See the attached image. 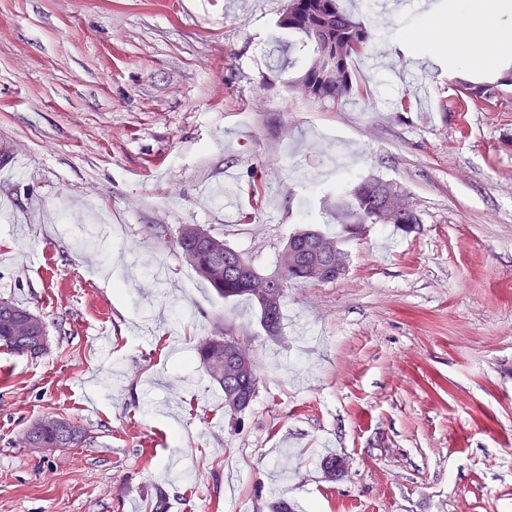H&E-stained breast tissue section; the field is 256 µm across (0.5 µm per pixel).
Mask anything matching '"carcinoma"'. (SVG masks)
Masks as SVG:
<instances>
[{"label": "carcinoma", "mask_w": 512, "mask_h": 512, "mask_svg": "<svg viewBox=\"0 0 512 512\" xmlns=\"http://www.w3.org/2000/svg\"><path fill=\"white\" fill-rule=\"evenodd\" d=\"M292 6L288 24L280 28L300 37L309 47L310 60L303 74L292 87L309 99L344 102L363 94L362 87L354 81L351 70L353 58L366 54L376 38L374 29L355 20L342 11L338 0H290ZM336 56L337 76L334 80L323 78L316 67V58ZM512 87V69L504 72L495 82L472 85L463 84L459 107L486 105ZM376 178L364 179L352 186L346 198L336 203V221L339 224H375L382 197ZM176 246L185 262L207 282L224 300L245 296L255 297L247 286L246 278L234 274L233 264L253 268L243 253L224 243V238L214 235L197 224H184L176 237ZM28 309L5 299H0V346L22 355L34 356L48 348L45 322L27 336L15 333L14 323ZM199 364L210 380L228 394L238 391L255 395L258 385L257 366L234 376L228 375L224 364V336H204L194 345ZM89 439V431L64 417H46L31 424L21 437L25 448H78Z\"/></svg>", "instance_id": "carcinoma-1"}]
</instances>
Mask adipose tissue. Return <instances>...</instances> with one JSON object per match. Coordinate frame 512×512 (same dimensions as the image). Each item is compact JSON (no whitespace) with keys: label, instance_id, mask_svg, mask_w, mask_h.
I'll return each mask as SVG.
<instances>
[{"label":"adipose tissue","instance_id":"ef3b65f1","mask_svg":"<svg viewBox=\"0 0 512 512\" xmlns=\"http://www.w3.org/2000/svg\"><path fill=\"white\" fill-rule=\"evenodd\" d=\"M425 28L439 35L438 46L448 55L460 58L468 71L482 70L503 58L506 47L499 33L512 27V0H466L464 6L448 17L425 19ZM482 31L488 49L487 56L479 57L467 49L473 31Z\"/></svg>","mask_w":512,"mask_h":512}]
</instances>
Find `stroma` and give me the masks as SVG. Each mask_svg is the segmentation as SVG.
Returning <instances> with one entry per match:
<instances>
[{
	"label": "stroma",
	"mask_w": 512,
	"mask_h": 512,
	"mask_svg": "<svg viewBox=\"0 0 512 512\" xmlns=\"http://www.w3.org/2000/svg\"><path fill=\"white\" fill-rule=\"evenodd\" d=\"M284 3L0 0V161L24 160L0 182V299L49 334L37 358L0 347V512H512V95L455 112L458 63L413 37L454 0H341L390 65L353 63L365 97L305 98ZM401 62L428 66L430 109L395 110ZM367 177L419 224L345 234L346 275L288 288L279 337L175 248L197 224L273 271ZM223 332L258 364L237 418L191 349ZM47 415L90 441L20 447Z\"/></svg>",
	"instance_id": "35a3bbf8"
}]
</instances>
